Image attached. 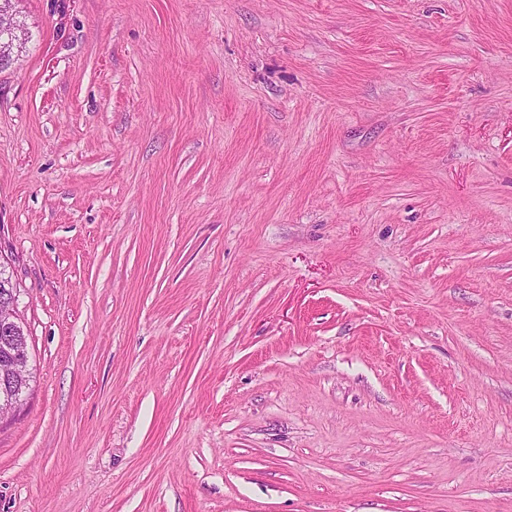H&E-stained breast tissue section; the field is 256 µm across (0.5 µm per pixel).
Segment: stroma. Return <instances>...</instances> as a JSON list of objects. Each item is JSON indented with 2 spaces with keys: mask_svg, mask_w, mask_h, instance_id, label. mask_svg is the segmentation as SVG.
Segmentation results:
<instances>
[{
  "mask_svg": "<svg viewBox=\"0 0 512 512\" xmlns=\"http://www.w3.org/2000/svg\"><path fill=\"white\" fill-rule=\"evenodd\" d=\"M0 512H512V0H17ZM18 290H8L0 298V336L9 340L16 336L23 327L22 318L18 312ZM29 354H22L17 349L5 347L0 363V419L7 413L15 411L23 404L21 398L12 391L13 383L8 381L17 370H27Z\"/></svg>",
  "mask_w": 512,
  "mask_h": 512,
  "instance_id": "35a3bbf8",
  "label": "stroma"
}]
</instances>
